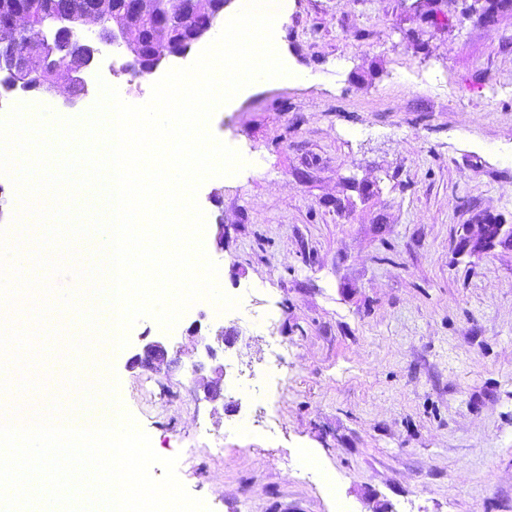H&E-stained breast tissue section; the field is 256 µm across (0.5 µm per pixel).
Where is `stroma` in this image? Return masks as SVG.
Listing matches in <instances>:
<instances>
[{
  "label": "stroma",
  "mask_w": 512,
  "mask_h": 512,
  "mask_svg": "<svg viewBox=\"0 0 512 512\" xmlns=\"http://www.w3.org/2000/svg\"><path fill=\"white\" fill-rule=\"evenodd\" d=\"M473 2L294 0L283 42L313 81L212 116L250 161L197 193L240 306L199 301L169 332L141 319L110 361L211 512H512V248L457 249L479 215L512 225V0L491 20ZM131 58L103 45L89 83L145 103ZM97 97L0 86L66 118ZM196 322L234 337L220 401ZM156 338L169 363L130 368ZM265 391L272 430L240 431Z\"/></svg>",
  "instance_id": "stroma-1"
}]
</instances>
